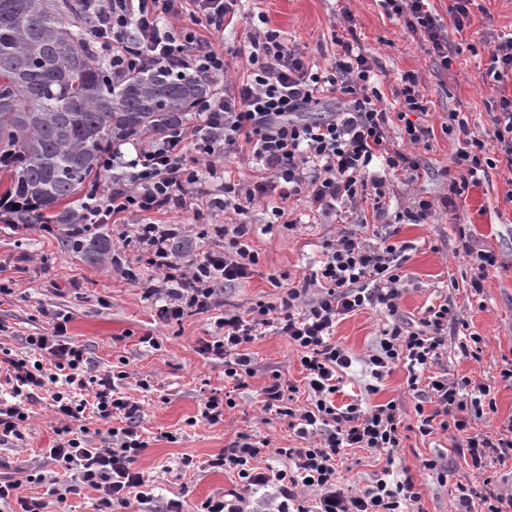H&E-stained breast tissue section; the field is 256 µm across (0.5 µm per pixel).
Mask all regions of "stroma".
I'll return each mask as SVG.
<instances>
[{"label": "stroma", "mask_w": 512, "mask_h": 512, "mask_svg": "<svg viewBox=\"0 0 512 512\" xmlns=\"http://www.w3.org/2000/svg\"><path fill=\"white\" fill-rule=\"evenodd\" d=\"M452 5L453 0L431 2L437 22L448 29L459 48L446 71L425 53L417 36L386 11L382 0H239L237 17L215 40L228 63L223 81L213 84L217 90L232 88L249 71L247 36L253 17L264 16L267 29L277 31L283 42L303 52L319 70L331 68L341 42L353 44L374 68L371 86L390 117L388 136L400 145H408L396 117L403 75H416L428 98L429 110L420 121L432 134L427 142L408 146L420 163V177L415 181L387 177L383 214H376L368 200L340 201L325 210L305 194L245 204L240 220L250 228L258 262L249 278L226 285L223 294L225 309L241 314L260 303L279 304L289 284L314 279L319 273L324 242L335 239L346 216L361 226L368 241L387 235L402 245L397 313L366 308L341 317L334 339L355 358L343 376L337 404L358 399L374 406L392 401L406 427L393 460L363 448L349 449L341 481L357 492L386 468L397 478L411 476L419 497L410 512H458L463 486L478 494L472 512H483L479 494L487 488L512 499V461L492 457L477 470L456 448L452 431L421 435L414 428L415 409L420 406L429 413L434 406L422 402L408 386L405 366L395 365L376 380L364 363L385 329L398 322L417 324L429 308L448 302L456 321L448 326L436 372L453 381L465 378L489 387L487 402L471 419L473 432L492 436L512 419V382L501 374L512 365V201L505 197L512 171L505 162H497L479 186L458 199L455 212L439 205L460 146L457 137L442 129L448 114L463 113L471 134L482 139L491 127L494 100L512 94L511 84L498 87L488 74L494 42L512 33V0H473L469 22L460 32L453 29ZM347 14L352 17L348 23L343 20ZM209 165L204 161L198 165L199 175L206 179L205 194L190 195L187 210L152 217L159 224L184 225L186 244L177 257L184 266L218 246L208 225L216 213L214 201L224 196L225 181L250 184L259 175L255 160L245 152L217 158L216 176H209ZM422 200L436 205L429 221L406 220V212L416 210ZM108 231L112 265L104 269L61 249L56 235L42 225L17 229L0 224V283L10 289L0 295V356H25L26 337L48 332L60 322L68 337L84 348L95 373L126 371L124 391L142 405L137 426L148 440L135 468L148 480L152 500L144 505L131 502L123 512H167L173 500L182 503L183 512H199L214 493L242 489L236 474L210 465L238 433L269 440L274 448L302 447L287 417L266 408L262 395L263 387L279 374L297 387L294 405H305L301 367L285 337L273 333L257 337L248 345L256 375L235 391L236 405L225 410L223 423L203 422L205 400L224 389L223 361L198 350L213 336V321L207 314L179 323L160 320L156 300L142 293L143 281L154 277L155 271L146 264L131 224L120 218L109 224ZM479 250L495 254L496 265L479 271L471 257ZM476 280L481 290H474ZM143 380L148 381V389H140ZM63 424L49 399H42L31 409L24 439L0 446V471L22 480L24 494L38 492V485L28 477L41 471L44 451L53 446ZM171 434L176 437L172 443L167 440ZM186 456L193 463L184 469L180 463ZM425 459L447 462V476L423 469Z\"/></svg>", "instance_id": "35a3bbf8"}]
</instances>
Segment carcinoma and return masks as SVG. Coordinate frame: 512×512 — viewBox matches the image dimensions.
Returning <instances> with one entry per match:
<instances>
[{"instance_id": "obj_1", "label": "carcinoma", "mask_w": 512, "mask_h": 512, "mask_svg": "<svg viewBox=\"0 0 512 512\" xmlns=\"http://www.w3.org/2000/svg\"><path fill=\"white\" fill-rule=\"evenodd\" d=\"M77 13L73 0H0V200H15L14 225L55 224L63 248L109 266L105 225L76 196L113 144L183 125L211 80L155 67L114 83Z\"/></svg>"}]
</instances>
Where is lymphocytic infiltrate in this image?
I'll return each mask as SVG.
<instances>
[{
	"label": "lymphocytic infiltrate",
	"mask_w": 512,
	"mask_h": 512,
	"mask_svg": "<svg viewBox=\"0 0 512 512\" xmlns=\"http://www.w3.org/2000/svg\"><path fill=\"white\" fill-rule=\"evenodd\" d=\"M386 10L402 20L417 35L425 51L440 68H449L456 49L448 32L433 17L430 0H383ZM83 15L97 57L110 64L113 80L129 70L163 66L176 72L221 78L226 64L223 51L211 41L173 25L183 13L201 17L211 33L224 30L233 16L236 0H81ZM250 53L254 67L250 80L238 84L233 93L214 92L197 107L199 124L183 126L142 146L135 159L122 161L119 151L104 154L103 166L112 173V190L101 196L90 193L86 205L93 223H104L118 215L136 217L135 236L152 267L163 277V286L145 288L149 298L160 299L157 314L163 321H182L193 314H212L217 334L205 341L201 351L223 360L224 381L242 388L255 374L247 350L256 337L272 332L287 338L299 359L308 404L289 406L290 383L274 379L264 387L266 406L288 417L302 448L270 451L268 440L241 434L219 453L211 465L237 473L244 491L234 499L216 495L202 505V512H246V492L277 485L282 498L277 512H406L417 492L411 478L391 481L380 475L365 490L350 493L339 481L338 467L347 449L393 453L400 445L402 415L395 402L362 407L358 403L337 405L335 395L343 373L353 364L351 354L333 338L339 317L365 307L395 312L401 280L397 245L373 244L355 232H341L326 244L320 285L310 293L307 284L289 287L280 305H260L248 314L219 309L217 298L225 284L248 278L256 254L247 240V225L234 227L230 248L203 254L190 270L176 260V245L182 233L175 224H154L150 215L183 208L190 194L202 193L195 168L198 160L235 154L250 149L269 173L268 180L253 183L246 200L271 195L281 199L309 193L315 204L333 207L336 201L356 199L370 191L375 199L385 196L383 178L369 174L374 157H384L388 170L411 175L419 163L388 138L386 111L371 94L373 67L369 59L342 43V52L327 74L314 72L305 55L288 47L271 30H255ZM401 108L397 118L411 143L424 141L427 127L416 122L427 112L428 100L414 74L403 78ZM339 104L336 112L317 122L299 120L300 112L321 105L325 98ZM492 134L481 140L468 137V123L458 113L448 115L445 131L464 135L453 157L455 174L441 199L445 210L456 208V200L479 185L495 155H502L512 168V95L500 96L492 113ZM453 319L448 304L439 305L419 329L394 326L379 342L365 363L373 378H382L393 365L404 364L410 387L420 388L435 409L420 414L416 426L421 435L436 429H455L474 468L488 457L512 459V423L497 436L472 434L470 409L478 398H467L461 383L431 371L445 344ZM28 354L9 360L0 373V445L23 439L22 425L28 407L41 394H48L58 415L68 426L47 452L52 463L72 471L76 481L100 493L104 506L127 505L130 497L148 499L143 475L134 463L147 443L129 424L140 405L120 390L126 372L95 376L82 346L68 340L66 328L55 325L49 333L26 339ZM111 423L112 444L90 447L83 431L73 421L85 412ZM286 459L285 468L262 465L269 453ZM38 483L45 496H60L55 476L41 475ZM20 483L0 476V505H18L19 512H44L45 496H23Z\"/></svg>",
	"instance_id": "obj_1"
}]
</instances>
